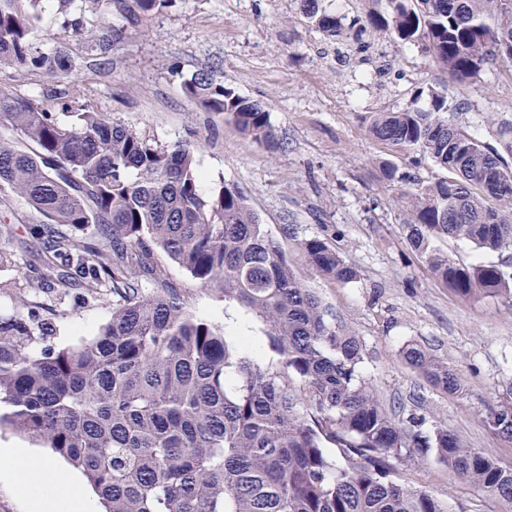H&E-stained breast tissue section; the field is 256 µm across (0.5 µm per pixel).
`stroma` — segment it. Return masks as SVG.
Returning a JSON list of instances; mask_svg holds the SVG:
<instances>
[{
	"instance_id": "obj_1",
	"label": "stroma",
	"mask_w": 512,
	"mask_h": 512,
	"mask_svg": "<svg viewBox=\"0 0 512 512\" xmlns=\"http://www.w3.org/2000/svg\"><path fill=\"white\" fill-rule=\"evenodd\" d=\"M319 7L340 19L343 38H327L306 17L303 0H174L142 27L128 28L104 66L97 39L103 26L121 25V18L104 0H43L33 43L44 53L64 48L71 70L50 82L38 69L19 76L2 68L0 83L58 113L85 105L158 145L200 143L202 193L222 182L244 191L286 250L295 275L358 336L360 370L383 404L399 417L448 427L512 468V444L484 421L486 406L512 386V299L464 300L431 274L402 229L396 199L404 184L384 179L378 162L389 160L427 183L445 172L368 132L374 113L428 109L441 95L449 120L499 146L500 122L512 123V65H493L459 85L417 46L382 29L370 26L361 34L353 28L367 11H385L384 0H320ZM201 71L265 104L277 147L245 136L223 114L201 109L183 87ZM60 89L74 91V99L55 98ZM489 113L496 123L485 122ZM0 221L12 228L10 236H0V250L12 257L0 269V281L23 282L43 252L27 232L26 202L10 197L0 205ZM316 236L328 238L359 269V279L341 283L313 273L299 242ZM155 260L194 314L221 322L230 338L248 335L260 362L279 369L280 357L258 318L225 307L163 253ZM32 300L49 307L50 341L59 347L79 345L112 314L111 298L92 299L75 286ZM409 345L454 366L465 392L448 394L420 377L404 358ZM392 466L401 483L430 492L448 512H512V503L461 480L435 452L404 456Z\"/></svg>"
}]
</instances>
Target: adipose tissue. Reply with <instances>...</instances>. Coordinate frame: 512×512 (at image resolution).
<instances>
[{"instance_id":"obj_1","label":"adipose tissue","mask_w":512,"mask_h":512,"mask_svg":"<svg viewBox=\"0 0 512 512\" xmlns=\"http://www.w3.org/2000/svg\"><path fill=\"white\" fill-rule=\"evenodd\" d=\"M0 484L23 503L25 512H94L80 479L30 448L0 446Z\"/></svg>"}]
</instances>
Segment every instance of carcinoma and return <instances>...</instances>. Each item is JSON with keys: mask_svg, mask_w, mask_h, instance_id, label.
I'll return each mask as SVG.
<instances>
[{"mask_svg": "<svg viewBox=\"0 0 512 512\" xmlns=\"http://www.w3.org/2000/svg\"><path fill=\"white\" fill-rule=\"evenodd\" d=\"M0 0V68L40 69L59 78L71 68L63 49L30 42L31 14ZM172 0H106L138 26ZM369 17L421 49L457 82L512 62V0H387ZM306 15L329 37L336 16L304 0ZM112 26L100 54L123 38ZM187 95L222 112L244 135L276 145L267 107L237 95L206 72L184 81ZM447 100L432 109L377 112L369 133L409 147L450 176L409 185L403 194L407 240L433 275L464 299H512V263H465L433 247L454 238L512 255V168L502 152L448 121ZM63 123L42 101L0 84V189L22 197L30 234L45 260L26 279L29 292L80 286L97 297L112 289V317L74 347L45 344L50 317L16 297L0 320V428L27 435L80 470L104 512H447L441 501L393 477L390 459L432 448L460 478L512 501V469L467 446L444 426L422 430L398 419L360 372L361 346L261 224L245 193L223 183L201 192L198 146H158L100 113L76 108ZM71 228L58 235L55 226ZM314 273L349 283L358 269L326 238L300 241ZM162 251L199 288L258 317L280 356L272 371L245 337L194 314L172 288ZM153 284L143 289L144 282ZM41 344L34 351L35 344ZM404 358L427 382L461 393L462 377L419 348ZM485 422L512 443V401L487 409ZM336 448L330 459L325 448Z\"/></svg>", "mask_w": 512, "mask_h": 512, "instance_id": "1", "label": "carcinoma"}]
</instances>
